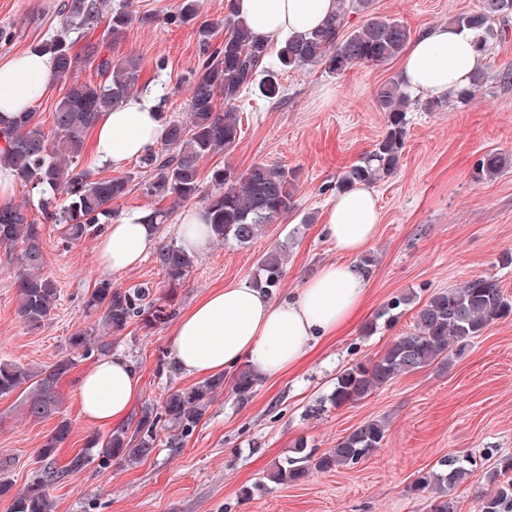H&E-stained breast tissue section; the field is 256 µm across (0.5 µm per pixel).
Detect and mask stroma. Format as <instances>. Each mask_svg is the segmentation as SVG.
Segmentation results:
<instances>
[{
  "label": "stroma",
  "instance_id": "stroma-1",
  "mask_svg": "<svg viewBox=\"0 0 512 512\" xmlns=\"http://www.w3.org/2000/svg\"><path fill=\"white\" fill-rule=\"evenodd\" d=\"M63 0H0V58L36 45L61 27ZM134 14L154 13L155 23L132 22L111 55L139 58L141 82L162 91L163 112L186 114L190 77L200 60L190 26H169L179 0H129ZM481 0H372L368 12L350 15L361 27L368 15L404 24L412 33L477 9ZM400 71L399 61L361 65L340 75L309 67L281 75L280 97L268 102L252 94L239 101L242 136L232 152L202 160L200 168L257 163L298 174L292 215L266 226L250 245H212L197 256L188 282L174 296L175 314L187 311L211 290L253 282L260 258L273 248L284 253V273L272 301L297 293L324 264L339 258L320 237L325 205L336 180L383 134L386 115L377 107L378 86ZM483 87L458 108L408 114L406 145L395 174L373 189L383 212L365 300L333 337L319 341L297 366L257 381L247 400L232 390L217 396L201 423L176 445L160 440L132 467L92 456L82 471L49 489L55 512H428V501L407 491L419 472L445 456L469 457L474 478L452 492L457 512H479L477 476L512 455V317L491 324L452 367L431 365L403 374L365 400L339 408L321 406L337 375L352 363L378 358L397 336L410 331L413 316L433 294L476 276L496 277L512 296V23L485 55ZM503 154L508 168L475 181L477 159ZM44 272L60 299L37 332L15 315L13 255L0 245V361L38 368L71 352L69 339L92 328L84 300L100 280L95 238L68 247L51 222L43 224ZM399 295L411 302L393 322L379 314ZM373 332H366L367 324ZM174 323L147 328L132 323L112 338V350L127 357L142 377V400L162 401L192 384L175 366L170 350ZM79 357L60 391L59 417L30 421L19 394L0 397V477L15 488L32 483L39 451L58 418L70 423L56 452L57 467L87 451L108 429L85 420L76 392L78 377L98 360ZM372 419L386 424L378 450L351 468L314 473L297 484L270 482L276 464L292 456L296 440L322 452ZM251 488L244 499L241 491Z\"/></svg>",
  "mask_w": 512,
  "mask_h": 512
}]
</instances>
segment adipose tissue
<instances>
[{
    "mask_svg": "<svg viewBox=\"0 0 512 512\" xmlns=\"http://www.w3.org/2000/svg\"><path fill=\"white\" fill-rule=\"evenodd\" d=\"M236 10L253 36L293 37L323 23L336 10L335 0H237ZM467 28L438 25L425 29L409 45L402 75L409 90L441 98L467 89L484 66ZM51 56L28 50L0 58V118L34 109L56 80ZM161 102L145 91L102 113L94 129L100 163L119 169L155 150L164 139ZM381 209L373 189L356 184L333 196L326 207L322 235L343 263L323 266L294 298L276 303L246 283L208 294L179 319L171 353L187 376L205 377L246 363L258 378L295 366L318 338L333 334L360 307L364 280L350 264L377 236ZM157 234L145 212L113 220L96 246L102 273L125 271L156 245ZM141 394V375L125 357L100 358L83 373L77 396L82 415L92 424L110 426L125 419Z\"/></svg>",
    "mask_w": 512,
    "mask_h": 512,
    "instance_id": "obj_1",
    "label": "adipose tissue"
}]
</instances>
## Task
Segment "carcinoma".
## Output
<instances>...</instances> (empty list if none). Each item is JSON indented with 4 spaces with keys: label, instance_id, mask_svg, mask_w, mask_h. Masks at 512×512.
Listing matches in <instances>:
<instances>
[{
    "label": "carcinoma",
    "instance_id": "1",
    "mask_svg": "<svg viewBox=\"0 0 512 512\" xmlns=\"http://www.w3.org/2000/svg\"><path fill=\"white\" fill-rule=\"evenodd\" d=\"M104 0H64L61 33L36 44L51 55L57 76L68 81L64 96L52 114V127L46 131L35 123V113L21 112L13 120L0 123V163L13 167L17 184L46 197L43 213L61 226L62 240L77 243L100 235L113 218L112 205L129 192L132 176L96 177L82 166L87 137L101 113L140 91V65L136 58L114 59L101 52L97 43H87L83 52H73L70 34L102 23L103 37L112 44L137 19L146 24L156 19L150 13L134 16L125 7L103 15ZM371 0H336V12L319 29L285 41L257 40L234 11L225 4L224 40L212 46V25L196 23L198 0H180L176 12L166 17L171 25H197L203 61L191 77L186 120L165 117V138L161 149L140 159L146 170V194L161 202L199 199L213 241L220 244L251 243L268 224L288 217L295 210L296 175L276 165L257 163L239 174L232 168L214 167L202 174V159L233 150L242 134L237 102L253 91L272 101L279 94V75L310 66L341 75L356 65H385L400 56L411 40V31L402 23L372 17L357 29H348L349 15L365 11ZM512 19V0H481V6L452 19L455 25L476 32L481 52L505 33ZM277 46L276 53L271 47ZM88 63L95 65L104 82L81 81L75 73ZM485 73L472 78L471 87L446 99H415L400 76L381 84L375 93L378 108L386 114V130L372 149L336 181L342 191L355 183H377L398 168L407 137V113L414 107L436 112L446 106L469 101L483 86ZM224 110L217 109V99ZM508 160L489 152L477 160L475 179L480 182L502 173ZM64 204L49 210L54 199ZM0 244L18 247L13 275L17 293L16 315L30 331L39 330L57 305L59 291L54 280L44 273L45 249L42 225L31 219L23 205L0 209ZM167 291L161 295L141 285L123 288L110 279L99 280L84 301L89 313H99L106 333L90 328L69 339L73 351H110L105 337L124 331L139 318L146 326H159L172 317L171 295L192 273L194 256L169 243L155 253ZM283 275L282 253L274 248L258 265L255 287H278ZM512 316V300L507 298L497 279L471 278L457 287L433 295L414 317L411 331L396 337L375 360L358 362L336 377L327 401L342 407L364 400L387 386L401 374L412 373L432 364L453 361L464 354L473 339L481 336L493 322ZM75 368V359L61 358L42 368L29 369L16 363L0 362V397L23 389L25 415L40 421L60 413L59 384ZM255 386L249 367L234 376L232 391L248 398ZM224 392V375L207 377L187 388L176 389L160 403L142 406L133 429L113 430L95 441L97 454L132 467L156 449L160 430L169 432L172 444L188 435L206 415L215 398ZM70 423L58 421L40 451L43 470L27 487L15 491L13 484L0 478V499L7 501L6 512H54L49 486L66 473H78L88 464V454L73 457L59 471L55 456L70 434ZM385 423L370 420L336 442V447L320 454L307 449L300 439L295 456L271 474L275 483H298L313 472H329L351 467L381 446ZM470 461L460 457L440 459L430 470L418 475L409 492L429 499V512H455L449 493L472 475ZM480 512H512V456H505L482 476Z\"/></svg>",
    "mask_w": 512,
    "mask_h": 512
}]
</instances>
